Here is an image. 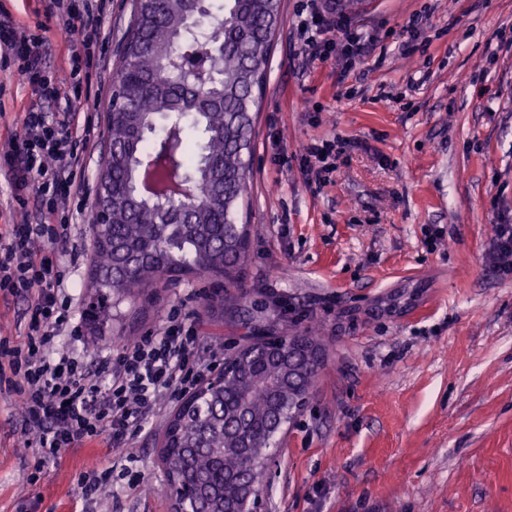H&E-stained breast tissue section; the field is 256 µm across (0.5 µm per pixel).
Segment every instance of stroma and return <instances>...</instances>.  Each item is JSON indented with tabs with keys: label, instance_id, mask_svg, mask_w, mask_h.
I'll use <instances>...</instances> for the list:
<instances>
[{
	"label": "stroma",
	"instance_id": "35a3bbf8",
	"mask_svg": "<svg viewBox=\"0 0 512 512\" xmlns=\"http://www.w3.org/2000/svg\"><path fill=\"white\" fill-rule=\"evenodd\" d=\"M306 5L282 0L234 280L193 275L121 303L90 354L157 328L174 306L196 319L205 359L254 336L310 332L325 359L268 464L258 512H512V272L491 261L496 224L512 220V0H370L343 12L336 32L339 45L349 30L366 37L353 61L302 57ZM131 10L112 0L98 22L102 68H90L81 97L62 92L100 132L69 232L88 251ZM3 11L64 81L71 50L53 0H0ZM35 100L17 61L0 58V144ZM333 138L346 147L315 184L296 154ZM175 409L166 404L131 442L143 486L116 481L89 505L77 478L111 461V437L36 468L19 397L0 391V512L34 498L39 512H172L158 451Z\"/></svg>",
	"mask_w": 512,
	"mask_h": 512
}]
</instances>
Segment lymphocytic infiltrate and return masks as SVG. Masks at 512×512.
Instances as JSON below:
<instances>
[{
  "label": "lymphocytic infiltrate",
  "mask_w": 512,
  "mask_h": 512,
  "mask_svg": "<svg viewBox=\"0 0 512 512\" xmlns=\"http://www.w3.org/2000/svg\"><path fill=\"white\" fill-rule=\"evenodd\" d=\"M55 6L70 37L69 77L76 81L78 62L100 39L93 19L109 12L112 0H55ZM339 26V20L310 4L298 29L302 55L314 59L335 51L333 33ZM0 52L18 61L41 97L58 96L57 84L42 78L44 55L26 29L0 28ZM95 143L94 128L79 125L73 113L46 112L34 105L0 146V169L11 175L13 199L19 208L32 205L40 214L37 223L0 229V297L27 303L24 342L0 336V385L19 393L21 431L33 436L40 459L111 436L116 452L112 462L92 463L78 478L87 501L117 476L131 487L143 484L142 472L132 468L136 456L128 447L130 438L145 429L162 401L179 400L196 389L207 371L196 323L176 307L158 330L98 359L61 347L62 339L76 336L80 327L73 322L62 261L48 245L67 235L74 219L71 203L82 191L76 176ZM341 149L335 141H311L300 151L301 166L310 179L323 180Z\"/></svg>",
  "instance_id": "obj_1"
}]
</instances>
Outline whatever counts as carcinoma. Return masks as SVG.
I'll return each mask as SVG.
<instances>
[{
  "label": "carcinoma",
  "mask_w": 512,
  "mask_h": 512,
  "mask_svg": "<svg viewBox=\"0 0 512 512\" xmlns=\"http://www.w3.org/2000/svg\"><path fill=\"white\" fill-rule=\"evenodd\" d=\"M216 26L190 27V0H133L125 54L118 66V111L109 113V154L98 177L110 187L112 206L94 221L95 255L86 317L101 329L112 308L150 298L163 281L190 274L229 280L248 246V225L236 223L247 192L251 148L252 63L268 55L280 19V0H209ZM198 52L215 79L203 86L177 79L185 56ZM199 132L192 143L186 129ZM152 160L172 181L192 182L199 203L186 209L146 194L139 183ZM293 350L302 359L323 355L305 334L255 336L227 354L224 369L188 395L171 416L161 464L170 495L185 512H224L244 477L263 489L266 463L280 425L308 398L320 362L286 377L272 353Z\"/></svg>",
  "instance_id": "obj_1"
}]
</instances>
